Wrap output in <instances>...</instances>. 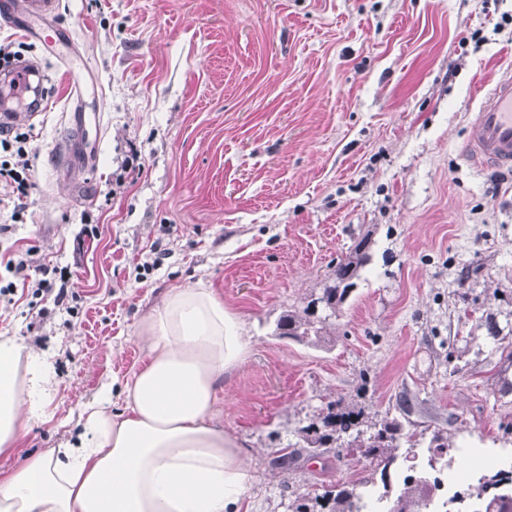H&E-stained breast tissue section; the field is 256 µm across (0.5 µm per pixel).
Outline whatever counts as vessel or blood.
I'll use <instances>...</instances> for the list:
<instances>
[{"instance_id": "1", "label": "vessel or blood", "mask_w": 512, "mask_h": 512, "mask_svg": "<svg viewBox=\"0 0 512 512\" xmlns=\"http://www.w3.org/2000/svg\"><path fill=\"white\" fill-rule=\"evenodd\" d=\"M61 0H0V16L21 22L55 18ZM38 62L29 60L12 67L6 79L13 83L11 104L0 109V115L16 119L27 109L30 87ZM463 157L477 170H512V74L502 76L482 99L468 124Z\"/></svg>"}]
</instances>
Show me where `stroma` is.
<instances>
[{
	"label": "stroma",
	"mask_w": 512,
	"mask_h": 512,
	"mask_svg": "<svg viewBox=\"0 0 512 512\" xmlns=\"http://www.w3.org/2000/svg\"><path fill=\"white\" fill-rule=\"evenodd\" d=\"M57 26L51 51L0 18L61 97L16 122L28 198L0 187V282L27 254L68 289L0 297V333L55 353L53 418L25 452L146 363L138 325L168 289L203 286L247 340L214 418L247 451L240 512L369 475L356 453L268 466L334 400H404L418 428L512 458V362L486 329L512 328V172L461 158L512 70V0H62ZM364 238L331 345L275 337Z\"/></svg>",
	"instance_id": "35a3bbf8"
}]
</instances>
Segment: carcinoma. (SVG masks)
I'll list each match as a JSON object with an SVG mask.
<instances>
[{"label": "carcinoma", "instance_id": "1", "mask_svg": "<svg viewBox=\"0 0 512 512\" xmlns=\"http://www.w3.org/2000/svg\"><path fill=\"white\" fill-rule=\"evenodd\" d=\"M368 239L350 248L337 264L328 284L319 297L300 311H289L276 323V335L315 346L330 343L329 323L345 303L353 287V279L368 261ZM320 308V314L314 308ZM296 441L274 451L271 467L288 471L299 459L321 457L339 448H357L369 460L373 473L380 474L383 487L391 482L392 467L398 455L395 450L405 444L410 448L418 442V433L404 428L396 418L368 416L356 404L330 402L312 421L295 429ZM371 482L364 479L349 485L321 486L300 493L288 504L289 512H360L362 489ZM440 489V480L425 475H408L403 488L392 500L389 512H420L430 506ZM466 494L477 503L474 512H512V471L485 469Z\"/></svg>", "mask_w": 512, "mask_h": 512}]
</instances>
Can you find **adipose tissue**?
<instances>
[{
    "mask_svg": "<svg viewBox=\"0 0 512 512\" xmlns=\"http://www.w3.org/2000/svg\"><path fill=\"white\" fill-rule=\"evenodd\" d=\"M148 360L88 404L75 442L26 456L0 479V512H236L251 482L237 440L213 422L217 390L247 341L211 289L168 290L139 323ZM52 356L0 335V455L50 418Z\"/></svg>",
    "mask_w": 512,
    "mask_h": 512,
    "instance_id": "1",
    "label": "adipose tissue"
}]
</instances>
